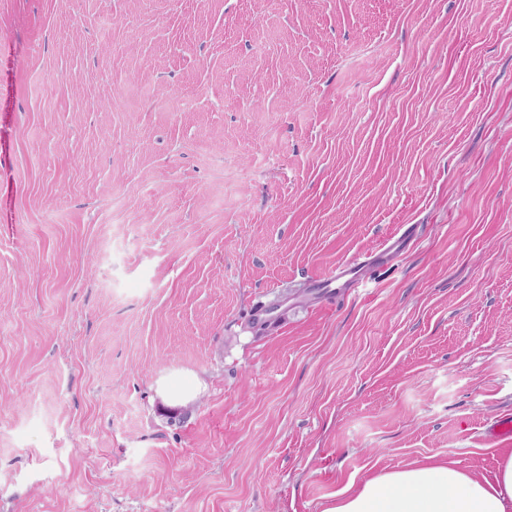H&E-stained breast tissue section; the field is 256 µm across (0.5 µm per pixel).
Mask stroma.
<instances>
[{"label": "stroma", "instance_id": "obj_1", "mask_svg": "<svg viewBox=\"0 0 512 512\" xmlns=\"http://www.w3.org/2000/svg\"><path fill=\"white\" fill-rule=\"evenodd\" d=\"M508 414L512 0H0V512L490 480ZM361 265L360 257L354 258L349 262L336 268V288H358L364 280L359 273Z\"/></svg>", "mask_w": 512, "mask_h": 512}]
</instances>
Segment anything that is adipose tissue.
Returning <instances> with one entry per match:
<instances>
[{
	"label": "adipose tissue",
	"mask_w": 512,
	"mask_h": 512,
	"mask_svg": "<svg viewBox=\"0 0 512 512\" xmlns=\"http://www.w3.org/2000/svg\"><path fill=\"white\" fill-rule=\"evenodd\" d=\"M325 512H512V454L490 481L452 463L385 471L338 493Z\"/></svg>",
	"instance_id": "obj_1"
}]
</instances>
